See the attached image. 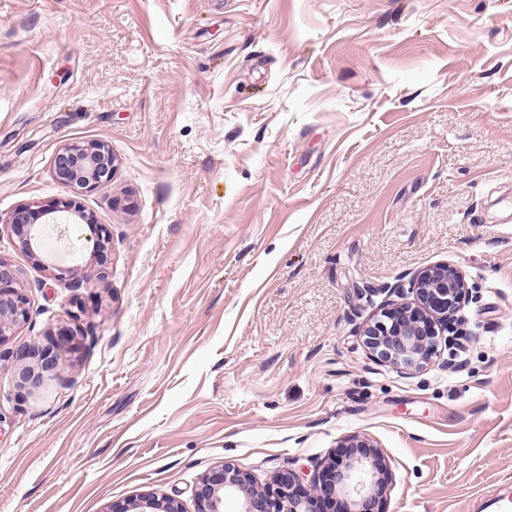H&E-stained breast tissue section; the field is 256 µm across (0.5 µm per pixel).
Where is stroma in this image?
<instances>
[{"mask_svg":"<svg viewBox=\"0 0 512 512\" xmlns=\"http://www.w3.org/2000/svg\"><path fill=\"white\" fill-rule=\"evenodd\" d=\"M74 142L116 158L80 197L110 240L73 215L27 253L1 219L67 196ZM0 260L31 308L0 342V512H196L224 464L308 485L354 434L392 473L383 512H491L512 490V0H0ZM445 262L472 290L464 356L375 361L361 326ZM110 512H184L181 503L170 498L140 497L126 505L112 506Z\"/></svg>","mask_w":512,"mask_h":512,"instance_id":"35a3bbf8","label":"stroma"}]
</instances>
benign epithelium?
<instances>
[{
    "label": "benign epithelium",
    "mask_w": 512,
    "mask_h": 512,
    "mask_svg": "<svg viewBox=\"0 0 512 512\" xmlns=\"http://www.w3.org/2000/svg\"><path fill=\"white\" fill-rule=\"evenodd\" d=\"M116 159L104 144L68 145L56 155L54 177L74 191L89 192L112 178ZM75 215L95 235L93 248L103 250L109 233L102 224L77 209L73 198H62L45 206L22 205L10 213L6 225L29 253L38 244L36 221H57L61 214ZM18 270L0 260V341L29 318L30 301L14 287ZM402 301L373 316L361 329L363 343L378 362L404 373L420 370L438 351L439 338L451 345L463 335L458 313L469 287L463 272L453 264L428 266L415 274L409 287L399 289ZM343 459H330L318 481L305 486L290 470L280 472L272 483L256 487L249 473L233 464L212 470L196 484L197 512H224V494L240 497L239 512H319L326 498L344 499L345 512H379L389 481L387 465L378 450L365 438L344 439ZM111 512H184L170 498L141 497Z\"/></svg>",
    "instance_id": "obj_1"
}]
</instances>
